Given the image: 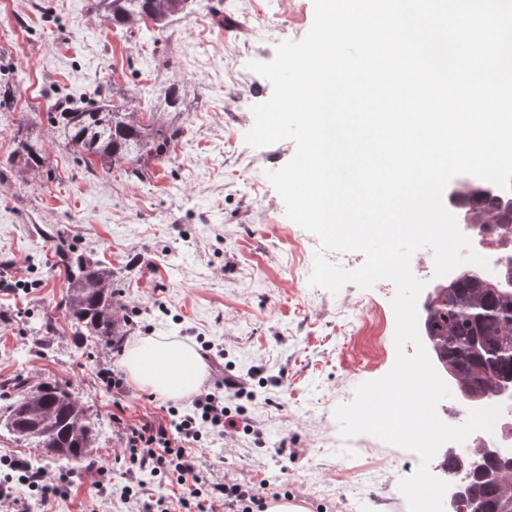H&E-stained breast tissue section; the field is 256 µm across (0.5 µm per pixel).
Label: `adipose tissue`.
Wrapping results in <instances>:
<instances>
[{
    "instance_id": "obj_1",
    "label": "adipose tissue",
    "mask_w": 512,
    "mask_h": 512,
    "mask_svg": "<svg viewBox=\"0 0 512 512\" xmlns=\"http://www.w3.org/2000/svg\"><path fill=\"white\" fill-rule=\"evenodd\" d=\"M123 365L135 386L170 399L196 391L202 376L200 357L192 346L162 337L135 341Z\"/></svg>"
}]
</instances>
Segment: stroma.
Instances as JSON below:
<instances>
[{"instance_id": "1", "label": "stroma", "mask_w": 512, "mask_h": 512, "mask_svg": "<svg viewBox=\"0 0 512 512\" xmlns=\"http://www.w3.org/2000/svg\"><path fill=\"white\" fill-rule=\"evenodd\" d=\"M90 0H0V382L52 381L96 419L93 456L105 474L75 462L66 497L47 512H143L147 498L174 502L185 487L145 476L147 498L126 497L112 415L163 417L189 408L125 382L113 395L100 377L123 371L104 344L80 345L59 310L67 285L59 239L112 269L132 310L126 343L164 336L216 356L203 359L202 389L225 376L251 384L240 399L259 436L204 433L211 479L248 478L287 495L304 512H404L393 461L400 452L362 435L356 457L335 452L333 415L362 382L383 377L395 357V285L310 286L320 241L287 218L267 178L295 154L293 141H245L254 104L271 83L248 69L272 61L314 20L313 0H193L160 32L94 19ZM178 107L165 103L169 86ZM147 112L175 132L169 153L146 160L143 178L86 165L53 137L55 101L100 99ZM41 141L49 172L12 163L20 143ZM52 318L51 332L31 325Z\"/></svg>"}]
</instances>
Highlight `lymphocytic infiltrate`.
Returning a JSON list of instances; mask_svg holds the SVG:
<instances>
[{"label": "lymphocytic infiltrate", "mask_w": 512, "mask_h": 512, "mask_svg": "<svg viewBox=\"0 0 512 512\" xmlns=\"http://www.w3.org/2000/svg\"><path fill=\"white\" fill-rule=\"evenodd\" d=\"M193 406L190 414H179L171 406L163 418L136 423L116 418L124 448L118 460L123 463L129 482L140 484L141 474L147 473L188 487V496L179 499L176 508L161 506L156 512H207L211 503L220 504L225 512H265L264 485L247 479L209 480L203 475V462L195 451L202 428L218 434L236 428L251 433L254 425L232 414L223 400L211 393L197 395Z\"/></svg>", "instance_id": "1"}]
</instances>
